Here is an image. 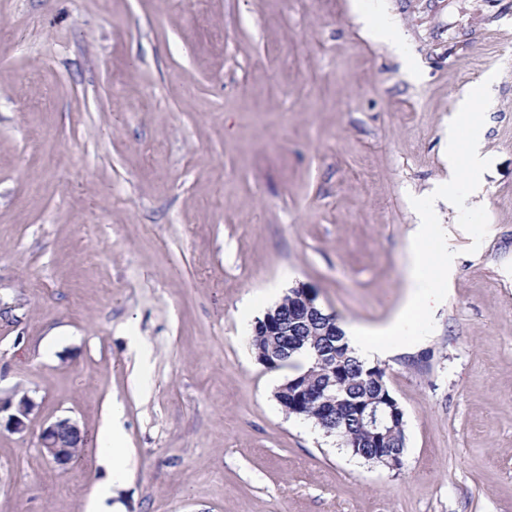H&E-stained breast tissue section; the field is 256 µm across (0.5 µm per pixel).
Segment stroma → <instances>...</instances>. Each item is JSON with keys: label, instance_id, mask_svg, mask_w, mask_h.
Segmentation results:
<instances>
[{"label": "stroma", "instance_id": "stroma-1", "mask_svg": "<svg viewBox=\"0 0 512 512\" xmlns=\"http://www.w3.org/2000/svg\"><path fill=\"white\" fill-rule=\"evenodd\" d=\"M371 2L417 80L351 0H0V393L35 404L0 432V512H88L110 403L115 512H512V0ZM482 81L483 193L451 206L443 130ZM419 203L456 267L379 362L389 471L287 415L240 325L300 284L386 322ZM60 417L86 439L63 468L39 445ZM358 21L369 38L388 44L397 54H402V45L395 19L388 14L374 13L364 0H352ZM97 442L107 464L109 478L97 488V499L102 502L113 496V488L121 486L131 467V452L126 447L121 416L112 407L97 433Z\"/></svg>", "mask_w": 512, "mask_h": 512}]
</instances>
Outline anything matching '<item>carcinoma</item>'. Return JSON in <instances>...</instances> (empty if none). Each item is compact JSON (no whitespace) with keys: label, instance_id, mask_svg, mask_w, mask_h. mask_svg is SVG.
I'll list each match as a JSON object with an SVG mask.
<instances>
[{"label":"carcinoma","instance_id":"1","mask_svg":"<svg viewBox=\"0 0 512 512\" xmlns=\"http://www.w3.org/2000/svg\"><path fill=\"white\" fill-rule=\"evenodd\" d=\"M256 358L277 369L278 362L284 360L288 366L297 367L301 382L309 388L320 389L330 376L336 372V400L339 401V412L345 422L337 430L330 428L324 411L330 405L319 397L307 402L299 411H294L288 404V383L281 384L275 398L282 409L289 415H296L312 421L316 427L331 436L340 437L347 448L357 446L362 452L360 458L370 461L377 448V434L366 419L358 418L354 406L372 405L380 398V385L376 378H385V371L376 366L368 365L353 354L341 327L312 319L303 324L297 336L286 332L273 334L266 330L263 320L256 321L250 341ZM306 355L308 362L304 366L294 363L295 356ZM392 444L396 448H406L405 420L400 417L385 428Z\"/></svg>","mask_w":512,"mask_h":512}]
</instances>
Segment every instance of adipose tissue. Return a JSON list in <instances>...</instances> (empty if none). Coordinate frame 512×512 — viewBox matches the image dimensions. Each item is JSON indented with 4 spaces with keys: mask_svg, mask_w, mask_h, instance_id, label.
<instances>
[{
    "mask_svg": "<svg viewBox=\"0 0 512 512\" xmlns=\"http://www.w3.org/2000/svg\"><path fill=\"white\" fill-rule=\"evenodd\" d=\"M352 2L367 36L388 44L394 51H401L395 19L388 14L373 12L365 0ZM485 95V84L478 83L458 99L443 140L449 171L466 169L470 175L471 193L475 196L483 189L481 174L485 143L478 107ZM406 251L405 293L390 319L377 326H352L346 330L350 348L363 361L372 363L391 354L397 339L409 334L411 326L429 316L442 300L445 277L454 271L455 254L441 235L437 217L428 210H420L419 222L410 233ZM97 442L109 471L108 480L97 488L98 500L104 501L112 496L114 488L124 483L131 467V452L126 446L117 412H110L105 417L97 433Z\"/></svg>",
    "mask_w": 512,
    "mask_h": 512,
    "instance_id": "ef3b65f1",
    "label": "adipose tissue"
}]
</instances>
